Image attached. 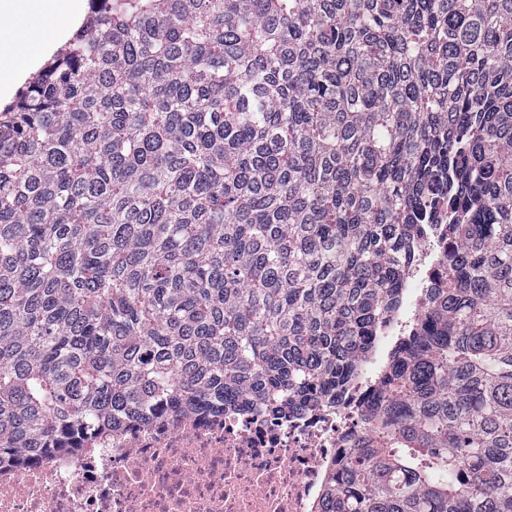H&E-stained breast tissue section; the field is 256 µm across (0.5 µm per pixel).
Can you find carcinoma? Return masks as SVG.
Returning <instances> with one entry per match:
<instances>
[{"label": "carcinoma", "mask_w": 512, "mask_h": 512, "mask_svg": "<svg viewBox=\"0 0 512 512\" xmlns=\"http://www.w3.org/2000/svg\"><path fill=\"white\" fill-rule=\"evenodd\" d=\"M0 109V461L348 389L328 512H512V0H90ZM84 1H85L84 2V10H83V14H82V18H81L80 22L77 25L73 26L62 40L54 42V47L51 50V52L48 55H46L44 58H42L40 61H38L34 65V67L31 69V71L28 73V75L15 85V87L13 88V90L8 98L3 99L0 97V103H1L0 107H3L6 103H9L10 101H12L15 98V96L18 94V92L24 86L26 79H28L33 73H35L53 55V53L67 41V39L72 35L73 31L76 30L81 25V23L83 22L86 14L88 12V8H89V0H84Z\"/></svg>", "instance_id": "carcinoma-1"}]
</instances>
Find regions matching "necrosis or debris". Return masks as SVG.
I'll return each mask as SVG.
<instances>
[{"label": "necrosis or debris", "instance_id": "4bbe7bcc", "mask_svg": "<svg viewBox=\"0 0 512 512\" xmlns=\"http://www.w3.org/2000/svg\"><path fill=\"white\" fill-rule=\"evenodd\" d=\"M446 227L421 233L370 374L303 411L167 409L57 454L0 468V512H321L327 483L380 403L381 362L422 315Z\"/></svg>", "mask_w": 512, "mask_h": 512}]
</instances>
